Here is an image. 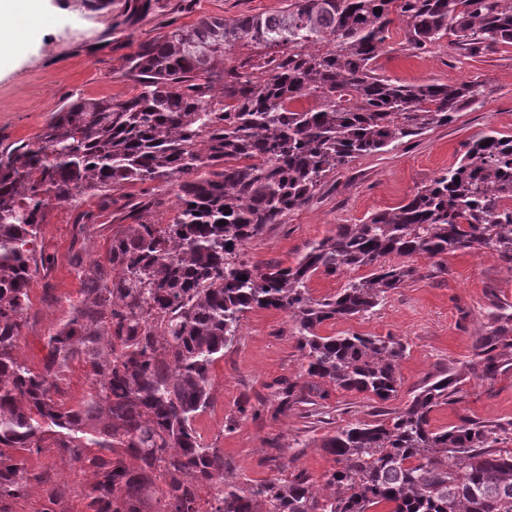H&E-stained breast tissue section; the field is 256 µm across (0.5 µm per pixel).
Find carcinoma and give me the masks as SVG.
I'll list each match as a JSON object with an SVG mask.
<instances>
[{
	"label": "carcinoma",
	"mask_w": 512,
	"mask_h": 512,
	"mask_svg": "<svg viewBox=\"0 0 512 512\" xmlns=\"http://www.w3.org/2000/svg\"><path fill=\"white\" fill-rule=\"evenodd\" d=\"M427 50L451 36L473 55L512 44V0H288L276 14L205 19L138 45L129 99L76 98L42 132L0 155V512L25 494L24 455L52 442L90 468V512H512V422L464 418L432 427L458 399L460 378L427 380L403 409L339 428L328 495L287 472L239 486L224 450L202 440L196 415L211 405L210 371L244 315L292 317L305 373L384 403L396 396L406 345L393 336H323L330 321L366 314L418 275L396 255L441 258L490 249L512 270V135L489 130L460 160L401 205L308 246L294 266H263L241 250L305 204L355 159L446 125L485 96V84H400L376 61L394 20ZM308 97L314 105L296 108ZM165 181L160 201L130 203L105 263L83 274L82 299L44 337L39 371L15 355L28 326L38 251L55 202L108 204L128 185ZM225 224L220 225L218 221ZM372 269L332 296L308 283ZM90 370L89 397L68 406L57 382L73 362ZM469 370L494 380L512 370V313L475 340ZM276 412L318 405L329 391L290 380L271 392ZM146 188L149 189L154 197L161 198L165 201L164 206L154 210L153 216L159 221L166 222L172 213V207H174L176 200L171 186L165 182H155L152 185H135L124 190V192L135 194V197H138L141 193V190ZM152 188L154 189L152 190Z\"/></svg>",
	"instance_id": "obj_1"
}]
</instances>
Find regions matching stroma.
<instances>
[{
  "instance_id": "stroma-1",
  "label": "stroma",
  "mask_w": 512,
  "mask_h": 512,
  "mask_svg": "<svg viewBox=\"0 0 512 512\" xmlns=\"http://www.w3.org/2000/svg\"><path fill=\"white\" fill-rule=\"evenodd\" d=\"M124 3L114 0L111 13L89 14L79 10L77 0H43L42 13L28 18V39L12 49L9 63L0 66V152L39 133L66 100L121 101L134 95L137 88L127 67L139 44L203 18L273 13L286 0H156L152 15L132 27L122 23ZM378 66L381 74L402 84L477 79L488 81L490 92L450 124L338 169L309 201L248 242L244 259L259 265H295L310 243L333 235L337 225L362 223L372 213L406 200L454 163L462 144L478 133L490 128L512 132V45L501 44L475 57L445 41L413 52L397 21ZM84 208L95 217L86 226L77 224L68 203L53 204L38 239L52 267L47 276H36L30 284L29 325L17 348L20 360L35 369L43 363L44 335L82 298L75 253H82L88 264L105 261L112 231L124 221L125 211L117 205L104 209L91 198ZM408 262L418 267V276L373 311L327 322L321 335H390L406 344L398 393L388 408H404L429 376L449 369L461 377V399L438 408L432 415L433 427L455 425L464 418L512 422V372L490 382L473 377L466 368L491 312L512 306V272L487 249L448 254L440 262V273L425 256L409 257ZM301 364L291 317L280 310L257 309L245 315L237 340L213 366V403L197 416L194 427L205 443L223 449L226 473L240 486L268 479L285 464L305 471L315 491L326 492L333 460L321 446L322 437L328 430L370 420L373 399L336 390L324 402V422H314L301 407L271 417L263 399L275 383L297 378ZM243 401L252 406L245 416L237 413ZM27 469L32 479L14 512H45L49 507L56 512H89L92 470L53 447L29 457ZM49 483L61 492L53 506L44 492Z\"/></svg>"
}]
</instances>
